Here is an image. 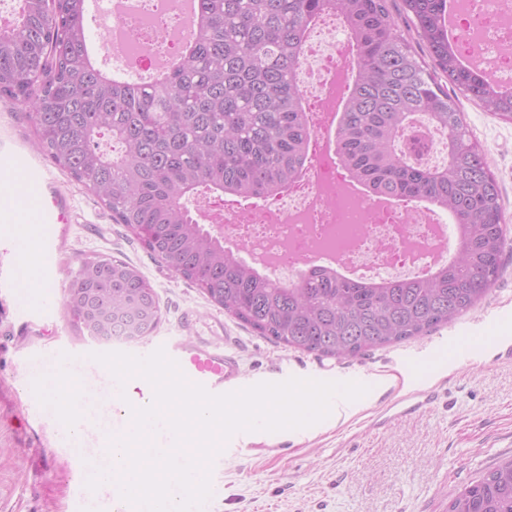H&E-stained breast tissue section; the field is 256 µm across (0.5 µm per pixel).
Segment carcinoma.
Here are the masks:
<instances>
[{"label": "carcinoma", "instance_id": "carcinoma-1", "mask_svg": "<svg viewBox=\"0 0 512 512\" xmlns=\"http://www.w3.org/2000/svg\"><path fill=\"white\" fill-rule=\"evenodd\" d=\"M86 0H19L0 26V96L29 109L39 149L211 302L276 344L346 359L453 322L485 299L509 245L501 189L453 86L512 121V89L462 65L448 0H403L431 62L398 30L389 0H197L189 44L158 82L92 60ZM342 16L357 71L336 129L340 162L378 196L423 199L456 226L451 263L422 278L361 282L310 267L290 286L264 275L191 216L195 194L260 198L307 165L310 130L294 79L311 23ZM448 79V85L441 78ZM424 113L448 135V166L410 160L397 139ZM82 265L71 288H97L114 335L151 333L153 287L124 261ZM448 512H512V460L464 487Z\"/></svg>", "mask_w": 512, "mask_h": 512}]
</instances>
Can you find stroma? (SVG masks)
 Here are the masks:
<instances>
[{
  "label": "stroma",
  "instance_id": "obj_1",
  "mask_svg": "<svg viewBox=\"0 0 512 512\" xmlns=\"http://www.w3.org/2000/svg\"><path fill=\"white\" fill-rule=\"evenodd\" d=\"M460 109L499 182L512 239V122L465 98ZM1 155L16 163L0 166V225L19 224L28 198L41 194L57 200L64 219L49 277L27 272L14 245L0 238V512H83L85 498L112 512L111 486L87 488L76 448L46 410L39 385L23 379L29 364L51 351L79 358L99 394L111 390V377L93 359L107 345L82 336L64 306L70 279L92 256L133 264L158 297L154 331L116 344V351L137 356L165 337L219 344L229 338L251 380L280 369L299 378L331 371L342 381L365 369L378 378L401 369L436 388L432 406L383 427L376 420L392 396L374 387L348 402L340 419L235 434L213 461L203 512H448L464 486L512 458V358L505 352L512 345V249L492 292L454 323L354 358L323 357L259 336L171 272L39 151L26 106L7 98H0ZM24 299L33 312L21 318L15 305ZM465 331L473 356L458 362L450 347Z\"/></svg>",
  "mask_w": 512,
  "mask_h": 512
}]
</instances>
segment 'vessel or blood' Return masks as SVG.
I'll list each match as a JSON object with an SVG mask.
<instances>
[{
    "mask_svg": "<svg viewBox=\"0 0 512 512\" xmlns=\"http://www.w3.org/2000/svg\"><path fill=\"white\" fill-rule=\"evenodd\" d=\"M41 224L0 228V236L14 240L19 248L21 263H33L40 270H49L54 258L53 225L62 215L55 202H48L41 210ZM166 354L175 360L191 382L204 386L210 393L223 394L244 388L242 371L237 354L229 347H221L205 341L192 343L167 338L158 342ZM434 391L418 388L401 397L389 409L393 416L414 413L430 404Z\"/></svg>",
    "mask_w": 512,
    "mask_h": 512,
    "instance_id": "1",
    "label": "vessel or blood"
}]
</instances>
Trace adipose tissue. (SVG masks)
Masks as SVG:
<instances>
[{
    "instance_id": "adipose-tissue-1",
    "label": "adipose tissue",
    "mask_w": 512,
    "mask_h": 512,
    "mask_svg": "<svg viewBox=\"0 0 512 512\" xmlns=\"http://www.w3.org/2000/svg\"><path fill=\"white\" fill-rule=\"evenodd\" d=\"M26 377L41 386L48 410L63 434L71 443H78L85 423L86 402L97 394L82 363L47 352L29 366Z\"/></svg>"
}]
</instances>
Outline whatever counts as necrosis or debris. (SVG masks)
Returning a JSON list of instances; mask_svg holds the SVG:
<instances>
[{
  "label": "necrosis or debris",
  "instance_id": "necrosis-or-debris-1",
  "mask_svg": "<svg viewBox=\"0 0 512 512\" xmlns=\"http://www.w3.org/2000/svg\"><path fill=\"white\" fill-rule=\"evenodd\" d=\"M112 13L121 39L106 37L113 65L151 73L158 57L176 46L170 31L189 33L181 0H125ZM452 46L459 61L484 66L494 83L512 87V0H456ZM346 42L339 16L325 15L307 34L297 83L312 130L310 161L286 188L245 204L231 194L200 210L205 224H220L224 235L244 243L280 282H294L304 267L327 253L338 258L342 275L375 280L389 274L419 278L439 264L436 243L447 223L441 211L420 202L380 208L373 195L344 189L349 174L326 148L333 142L325 106L328 87L343 59ZM445 134L426 122L404 134L407 152L422 164L442 158Z\"/></svg>",
  "mask_w": 512,
  "mask_h": 512
}]
</instances>
